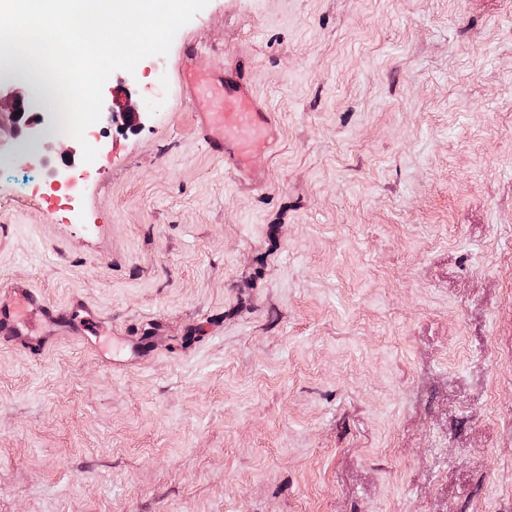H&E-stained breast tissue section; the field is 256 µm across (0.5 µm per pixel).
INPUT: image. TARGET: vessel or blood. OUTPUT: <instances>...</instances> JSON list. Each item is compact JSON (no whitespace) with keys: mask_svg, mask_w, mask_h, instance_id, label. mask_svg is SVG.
Segmentation results:
<instances>
[{"mask_svg":"<svg viewBox=\"0 0 512 512\" xmlns=\"http://www.w3.org/2000/svg\"><path fill=\"white\" fill-rule=\"evenodd\" d=\"M185 99L194 105L192 129L198 140L224 161L225 170L251 184L261 179L247 164L254 148H269L278 141L279 127L273 113L256 100L245 82L224 81L185 69L182 76ZM41 319L47 331L32 333L33 319ZM70 318L45 306L27 286L18 285L0 297V343H15L32 353L47 350L58 338L81 335Z\"/></svg>","mask_w":512,"mask_h":512,"instance_id":"b4317fda","label":"vessel or blood"}]
</instances>
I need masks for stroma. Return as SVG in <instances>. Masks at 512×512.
<instances>
[{"label": "stroma", "mask_w": 512, "mask_h": 512, "mask_svg": "<svg viewBox=\"0 0 512 512\" xmlns=\"http://www.w3.org/2000/svg\"><path fill=\"white\" fill-rule=\"evenodd\" d=\"M188 41L276 112L262 187ZM102 110L90 164L0 119V292L121 341L0 344V512H512V0H209ZM181 82L184 99L194 105L192 129L198 140L224 159V170L260 185L262 179L249 168L247 155L252 148L277 143L279 127L273 113L258 103L247 83L225 74L221 81L187 66Z\"/></svg>", "instance_id": "stroma-1"}]
</instances>
